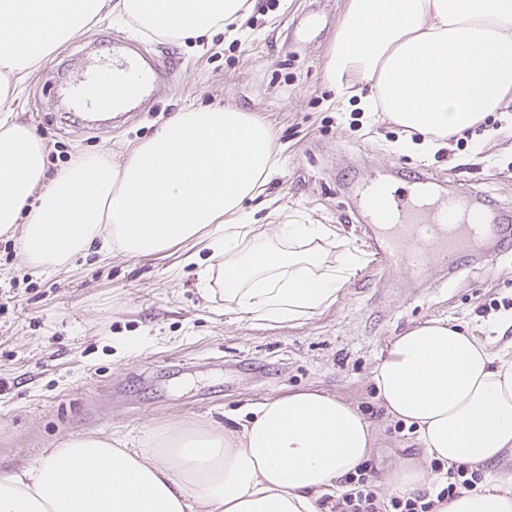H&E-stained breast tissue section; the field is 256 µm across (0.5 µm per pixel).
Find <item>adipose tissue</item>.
<instances>
[{
  "label": "adipose tissue",
  "mask_w": 512,
  "mask_h": 512,
  "mask_svg": "<svg viewBox=\"0 0 512 512\" xmlns=\"http://www.w3.org/2000/svg\"><path fill=\"white\" fill-rule=\"evenodd\" d=\"M246 0H0V236L29 265H65L94 244L152 256L206 242L203 287L272 322L335 299L358 256L329 260L324 224L256 231L243 210L278 164L272 128L234 106L188 108L120 159L77 157L46 179L47 143L4 108L46 55L106 14L180 42L244 23ZM343 93L419 133L434 151L487 115L512 109V0H348L326 64ZM371 380L388 414L414 427L420 460L384 478L410 493L426 463L483 465L512 449V356L429 320L397 336ZM377 444L351 404L299 391L258 406L240 432L173 427L140 448L72 437L38 463L0 474V512H319L338 477ZM436 512H512V478L442 502Z\"/></svg>",
  "instance_id": "1"
}]
</instances>
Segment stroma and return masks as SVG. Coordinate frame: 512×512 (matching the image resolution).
Listing matches in <instances>:
<instances>
[{"label": "stroma", "mask_w": 512, "mask_h": 512, "mask_svg": "<svg viewBox=\"0 0 512 512\" xmlns=\"http://www.w3.org/2000/svg\"><path fill=\"white\" fill-rule=\"evenodd\" d=\"M347 0H252L249 26L216 32L203 47L139 34L101 17L52 51L19 87L17 120L44 137L47 174L76 157L124 152L176 112L234 105L274 129L278 166L247 201L253 223L324 224L360 262L334 302L286 323L227 310L224 294L203 295L188 247L152 257L89 250L56 269L29 266L16 239L0 236V472L45 458L76 435L135 448L150 431L179 424L240 429L251 410L276 397L318 391L356 407L378 434L375 472L417 454L414 434L376 397L371 372L396 336L445 319L492 352H512V329L478 306L512 298V250L471 253L453 268L411 280L374 263L367 251L356 185L393 169L430 170L485 203L512 212V134L471 129L464 143L430 155L395 152L403 128L375 121L358 97L340 99L326 62ZM168 58L174 74L136 116L91 127L66 107L61 88L82 60L111 50L116 36ZM397 192L407 184L392 179ZM137 345L127 346L128 337Z\"/></svg>", "instance_id": "obj_1"}]
</instances>
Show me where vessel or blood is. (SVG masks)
Returning <instances> with one entry per match:
<instances>
[{
	"label": "vessel or blood",
	"mask_w": 512,
	"mask_h": 512,
	"mask_svg": "<svg viewBox=\"0 0 512 512\" xmlns=\"http://www.w3.org/2000/svg\"><path fill=\"white\" fill-rule=\"evenodd\" d=\"M169 73L167 63L146 59L132 44L117 50L111 63L85 65L63 95L72 108L89 112L107 101H136ZM433 179L431 173H417L410 178L413 188L406 197L380 195L367 202L368 214L378 225L377 235L367 245L374 262L424 278L436 264L455 263L481 248L490 226L480 215L478 197L451 190L436 203H424L420 188Z\"/></svg>",
	"instance_id": "b4317fda"
}]
</instances>
